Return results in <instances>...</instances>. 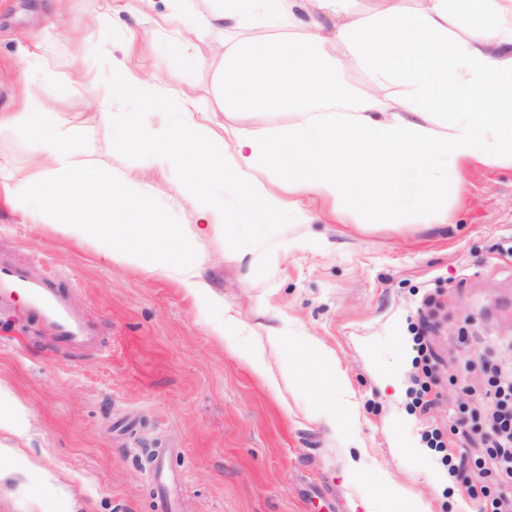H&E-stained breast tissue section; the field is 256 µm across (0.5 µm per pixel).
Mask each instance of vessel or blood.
Returning a JSON list of instances; mask_svg holds the SVG:
<instances>
[{
    "label": "vessel or blood",
    "mask_w": 512,
    "mask_h": 512,
    "mask_svg": "<svg viewBox=\"0 0 512 512\" xmlns=\"http://www.w3.org/2000/svg\"><path fill=\"white\" fill-rule=\"evenodd\" d=\"M23 285L33 308L48 318L57 341L76 343L83 338V327L69 312L66 304L49 286L40 280H28L17 269L0 264V288Z\"/></svg>",
    "instance_id": "vessel-or-blood-1"
}]
</instances>
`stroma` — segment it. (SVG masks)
I'll return each instance as SVG.
<instances>
[{
	"instance_id": "stroma-1",
	"label": "stroma",
	"mask_w": 512,
	"mask_h": 512,
	"mask_svg": "<svg viewBox=\"0 0 512 512\" xmlns=\"http://www.w3.org/2000/svg\"><path fill=\"white\" fill-rule=\"evenodd\" d=\"M174 6L202 25L216 3L151 0L137 11L132 0H0V112L27 98L82 113L83 159L134 185L152 181L172 223L190 232L197 206L184 185L154 176L95 115L99 102L133 109L113 96V60L169 90V112L186 95L226 124L260 129L290 115L219 111L221 36L195 41L199 63L181 69L166 49L172 29L159 22ZM99 12L110 17L107 30L93 22ZM144 30L149 48L128 49L129 32ZM38 58L45 67H34ZM76 67L89 83H70ZM461 176L444 224L411 214L364 226L306 198L310 223L206 239L215 291L242 323L225 336L213 331L218 313L175 282L109 256L98 238L21 223L0 199V262L38 270L88 336L59 345L24 291L0 300V387L28 421L23 434L0 431V512H161L166 494L174 512H353L368 494L372 512H391L394 485L431 512H467L480 475L448 477L420 433L434 422L449 446L485 453L492 410L475 399L487 385L483 363L512 351V166L470 165ZM283 234L297 245L272 256ZM421 309L438 367V400L424 413L409 409L407 394L416 354L408 325ZM281 329L332 350L347 394L285 380L272 392L243 352ZM318 398L344 415L343 435L315 420ZM351 461L366 480L343 481Z\"/></svg>"
}]
</instances>
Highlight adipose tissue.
<instances>
[{
  "instance_id": "obj_1",
  "label": "adipose tissue",
  "mask_w": 512,
  "mask_h": 512,
  "mask_svg": "<svg viewBox=\"0 0 512 512\" xmlns=\"http://www.w3.org/2000/svg\"><path fill=\"white\" fill-rule=\"evenodd\" d=\"M207 27L237 33L217 46L225 111L294 110L287 125L219 127L212 113L185 111L145 126L158 93L122 67L113 90L137 111L98 114L156 174L201 198L195 231L169 222L152 184L134 187L121 174L89 169L78 148L79 117L28 103L0 113V135L25 134L35 161L22 180L0 161V195L22 223L52 224L77 241L102 237L145 272L219 307L201 244L238 228L225 197L243 201L259 224L284 216L309 223L300 195L331 203L338 215L388 213L400 224L415 212L444 224L448 187L459 184L463 165L512 163V20L501 18L499 0H221ZM390 30L401 52H418L429 39L452 51L391 68L382 60ZM336 71L365 72L370 88L346 111H318L320 87ZM451 88L463 94L450 112L441 93ZM270 347L288 379L347 391L335 355L318 342L269 337L250 355L258 372L265 373Z\"/></svg>"
}]
</instances>
